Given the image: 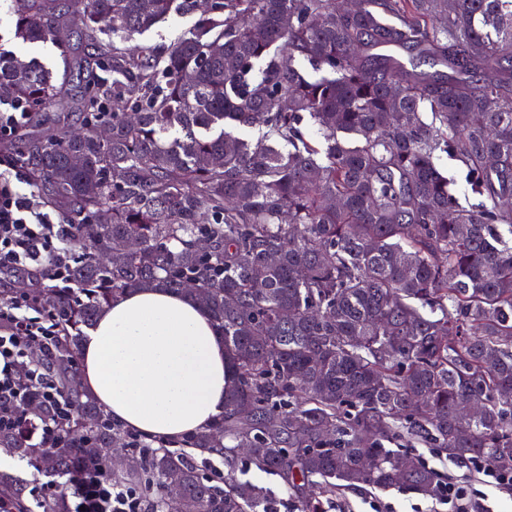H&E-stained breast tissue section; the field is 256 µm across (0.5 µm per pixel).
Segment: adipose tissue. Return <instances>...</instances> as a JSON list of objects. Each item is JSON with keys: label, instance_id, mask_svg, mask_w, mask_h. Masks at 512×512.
<instances>
[{"label": "adipose tissue", "instance_id": "1", "mask_svg": "<svg viewBox=\"0 0 512 512\" xmlns=\"http://www.w3.org/2000/svg\"><path fill=\"white\" fill-rule=\"evenodd\" d=\"M82 356L83 390L142 435L176 440L224 411V340L190 297L158 287L115 296Z\"/></svg>", "mask_w": 512, "mask_h": 512}]
</instances>
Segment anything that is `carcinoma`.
Here are the masks:
<instances>
[{
    "label": "carcinoma",
    "instance_id": "cac0c4a2",
    "mask_svg": "<svg viewBox=\"0 0 512 512\" xmlns=\"http://www.w3.org/2000/svg\"><path fill=\"white\" fill-rule=\"evenodd\" d=\"M17 4V38L56 44L88 83L111 64L112 117L75 130L94 100L0 51V98L53 113L16 158L81 255L75 293L31 289L65 319L47 363L75 409L53 442L0 428V448L63 475L76 449L98 461L123 444L110 478L139 483L153 512L266 505V488L202 472L187 448L230 469L247 449L293 512H324L341 487L434 496L438 473L418 458L401 469L385 447L397 440L512 472V0ZM176 8L196 30L155 55L93 42L99 23L132 37ZM441 151L477 206L459 203ZM155 286L209 313L231 372L224 414L179 452L128 436L73 376L101 309ZM468 402L477 416L458 414ZM0 506L28 512L4 471Z\"/></svg>",
    "mask_w": 512,
    "mask_h": 512
}]
</instances>
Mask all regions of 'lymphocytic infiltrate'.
Wrapping results in <instances>:
<instances>
[{
	"instance_id": "f902f5d3",
	"label": "lymphocytic infiltrate",
	"mask_w": 512,
	"mask_h": 512,
	"mask_svg": "<svg viewBox=\"0 0 512 512\" xmlns=\"http://www.w3.org/2000/svg\"><path fill=\"white\" fill-rule=\"evenodd\" d=\"M15 161L0 169V275H26L29 283L52 282L71 287L70 269L78 261L69 225L55 223L51 213L35 205L18 184L27 182ZM58 313L20 293L0 303V426L24 439L52 442V420L34 416L33 402L72 412L73 402L59 380L32 355L34 345L55 335ZM68 512H148L135 488L107 480L98 462L88 461L66 480Z\"/></svg>"
}]
</instances>
